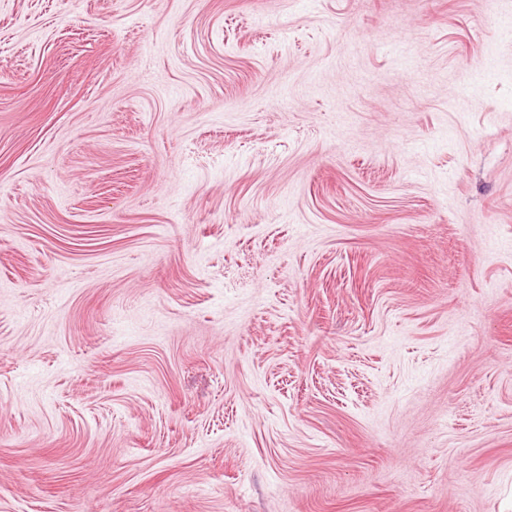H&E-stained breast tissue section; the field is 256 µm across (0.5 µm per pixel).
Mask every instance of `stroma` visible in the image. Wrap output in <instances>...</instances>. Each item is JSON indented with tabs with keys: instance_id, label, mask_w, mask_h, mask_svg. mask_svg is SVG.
<instances>
[{
	"instance_id": "stroma-1",
	"label": "stroma",
	"mask_w": 512,
	"mask_h": 512,
	"mask_svg": "<svg viewBox=\"0 0 512 512\" xmlns=\"http://www.w3.org/2000/svg\"><path fill=\"white\" fill-rule=\"evenodd\" d=\"M0 512H512V0H0Z\"/></svg>"
}]
</instances>
